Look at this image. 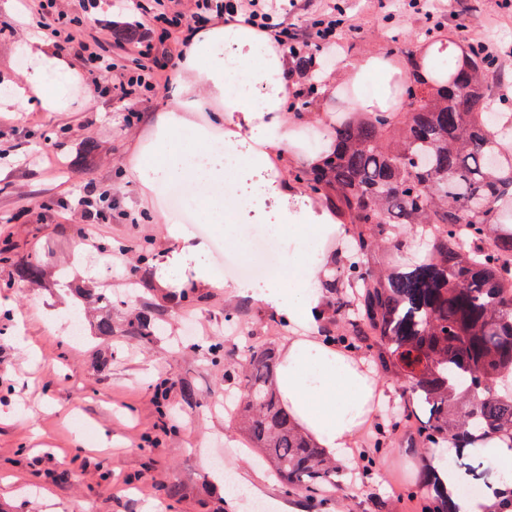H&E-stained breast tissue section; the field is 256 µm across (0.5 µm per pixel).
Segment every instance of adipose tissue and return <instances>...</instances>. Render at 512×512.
Masks as SVG:
<instances>
[{
  "instance_id": "adipose-tissue-1",
  "label": "adipose tissue",
  "mask_w": 512,
  "mask_h": 512,
  "mask_svg": "<svg viewBox=\"0 0 512 512\" xmlns=\"http://www.w3.org/2000/svg\"><path fill=\"white\" fill-rule=\"evenodd\" d=\"M21 51L31 66L21 83L0 94V107L12 106L33 88L40 92L42 111H63L65 91L51 93L47 87L57 79L71 82L68 60L37 38L26 40ZM179 71L176 90L164 96L158 109L152 137L136 148L132 173L137 190L153 201L169 185L181 184L211 222L220 224L226 200L238 198L239 181L251 179L241 206L271 212L269 234L285 256L289 276L261 284L244 281L240 287L298 325L277 369L281 399L327 454L342 458L384 392L360 361L317 338L324 299L320 271L327 261L320 242L344 235L345 229L324 210L291 212L287 183L271 173L272 156L293 138L283 118L291 93L288 59L267 36L219 20L185 32ZM189 112H206L210 118L191 127L185 119ZM204 256L201 243L163 252L160 286L172 288L188 280L198 288L221 286L219 273ZM445 485L452 512H489L502 489L496 481L479 497L469 498L461 493L459 477L449 476Z\"/></svg>"
}]
</instances>
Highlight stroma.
Masks as SVG:
<instances>
[{
    "label": "stroma",
    "instance_id": "35a3bbf8",
    "mask_svg": "<svg viewBox=\"0 0 512 512\" xmlns=\"http://www.w3.org/2000/svg\"><path fill=\"white\" fill-rule=\"evenodd\" d=\"M411 2L329 0L342 13L340 45L318 55L303 43L291 55L292 94L308 89L305 58L337 87L332 96L315 92L306 109H284L295 140L274 170L290 179L296 208L322 206L291 175L327 150V126L354 112L351 64L389 56L394 82L404 83L407 59L392 48L427 50L452 40L463 21L468 35L495 49L490 105L512 113V0H441L431 16ZM161 98L151 93L132 121L127 102L103 90L90 107L74 93L65 111L45 112L32 94L20 109L0 112V241L12 243L15 261L35 253L43 265L30 286L0 266V309L24 323L19 332L0 319V512H375L378 501L398 512L417 467L404 445L381 449L369 476L362 456H350L340 487L311 501L279 482L233 422L236 367L253 348L283 352L293 327L238 295L229 272L220 288L159 287L154 258L177 240L161 221L163 205H140L131 168ZM53 133L61 142L56 165H25ZM83 188L111 201L106 219H63V203ZM87 235L103 246L129 244L127 268L91 260ZM103 292L111 304L99 301ZM79 304L88 320L74 339L65 326ZM105 314L111 335H94L92 321ZM144 320L159 326L156 336H138ZM214 344L216 359L207 353ZM232 480L254 493L227 500Z\"/></svg>",
    "mask_w": 512,
    "mask_h": 512
}]
</instances>
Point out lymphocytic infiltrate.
Masks as SVG:
<instances>
[{
  "label": "lymphocytic infiltrate",
  "instance_id": "lymphocytic-infiltrate-1",
  "mask_svg": "<svg viewBox=\"0 0 512 512\" xmlns=\"http://www.w3.org/2000/svg\"><path fill=\"white\" fill-rule=\"evenodd\" d=\"M22 2L37 18V27L45 38L64 41L86 54L98 74L109 83L113 95L122 100L130 99L138 92L145 94L169 86L173 66L154 59L156 39L172 38L182 27L206 23L216 15L243 18L248 26L269 34L288 52H295L297 44L287 25L277 20L281 9L277 0H196V9L189 15L176 10L172 0H137L135 8L141 17L140 34L137 38L121 41L120 52L116 55L102 46L90 49L81 19L58 10L55 0Z\"/></svg>",
  "mask_w": 512,
  "mask_h": 512
}]
</instances>
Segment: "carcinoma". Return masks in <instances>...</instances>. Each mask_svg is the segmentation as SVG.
Listing matches in <instances>:
<instances>
[{"instance_id":"1","label":"carcinoma","mask_w":512,"mask_h":512,"mask_svg":"<svg viewBox=\"0 0 512 512\" xmlns=\"http://www.w3.org/2000/svg\"><path fill=\"white\" fill-rule=\"evenodd\" d=\"M423 96L404 112H363L333 130L334 149L295 172L325 198L352 251L323 288L340 296L325 336L349 351L376 348L384 373L409 377L397 423L375 429L374 447L397 437L432 453L512 447V150L485 105L491 57H448V73L419 75ZM492 241L496 248L481 252ZM41 279L36 260L14 264ZM235 416L275 476L315 500L336 489L337 468L288 413L276 391V352L252 350L239 375ZM418 512H451L443 481L423 467Z\"/></svg>"}]
</instances>
